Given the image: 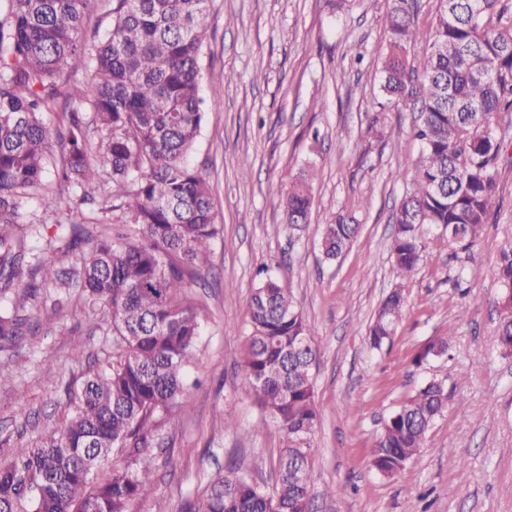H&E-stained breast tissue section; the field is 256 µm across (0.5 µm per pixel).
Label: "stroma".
Returning <instances> with one entry per match:
<instances>
[{"instance_id": "stroma-1", "label": "stroma", "mask_w": 512, "mask_h": 512, "mask_svg": "<svg viewBox=\"0 0 512 512\" xmlns=\"http://www.w3.org/2000/svg\"><path fill=\"white\" fill-rule=\"evenodd\" d=\"M393 0H211L203 80L233 79L205 95L206 121L191 166L206 175L221 232L192 290L202 335L186 370L185 407L162 415L155 435L174 467L155 473L154 497L130 512H187L211 478L236 461L272 489L280 449L276 426L258 428L238 365L248 304L261 275L290 288L313 326L319 425L308 456L312 512H512V356L495 342V269L512 242V112L498 116L507 147L496 164L490 218L468 263L429 227L426 254L406 290L405 314L381 348L369 325L396 278L389 258L391 215L409 182L399 172L422 151L417 111L383 93L387 15ZM311 170L308 223L291 227L281 200L286 176ZM31 244L64 255L69 225L42 215ZM353 216L358 234L337 260L320 252L324 224ZM35 310L37 328L14 349L0 378V463L13 445L59 424L68 396L112 353V334L90 327L77 289L52 288ZM73 309L65 318L53 300ZM443 337L448 351L415 364ZM82 356H75V346ZM448 403L422 448L392 477L371 465L385 419L430 380ZM234 417L235 428L224 426ZM343 486L331 497L327 488Z\"/></svg>"}]
</instances>
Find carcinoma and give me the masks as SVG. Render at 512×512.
Instances as JSON below:
<instances>
[{"label": "carcinoma", "instance_id": "cac0c4a2", "mask_svg": "<svg viewBox=\"0 0 512 512\" xmlns=\"http://www.w3.org/2000/svg\"><path fill=\"white\" fill-rule=\"evenodd\" d=\"M97 0H0V351L24 335L26 302L63 285L82 290L92 319L112 323V359L68 391L59 425L12 450L0 465V512H128L154 490L158 466L153 422L177 406L184 373L201 336L188 297L190 271L209 263L217 237L209 183L187 158L205 122L202 49L210 0H112V25L96 41L84 19ZM386 93L418 108L422 152L411 187L392 215L390 259L397 283L377 311L368 340L379 349L405 311L404 288L423 258L428 225L468 250L484 232L493 204L494 166L502 150L496 114L512 112V0H439L431 43L409 61L416 29L408 10L387 17ZM94 71L92 95L66 89L64 67ZM61 110L59 185L77 209L91 205L112 235L82 249L72 224L67 261L34 252L25 227L27 199L55 212L46 190L49 138L42 115ZM313 176L288 174L285 223L305 224ZM354 219L325 225L322 252L336 259L356 237ZM500 313L495 336L512 355V244L495 270ZM312 329L288 288L263 278L251 296L241 368L259 427L281 434L276 485L268 494L226 466L189 512H310L312 471L305 466L318 423L311 361ZM444 386L430 382L384 422L372 466L401 472L422 448L445 408ZM134 469L99 467L119 447Z\"/></svg>", "mask_w": 512, "mask_h": 512}]
</instances>
